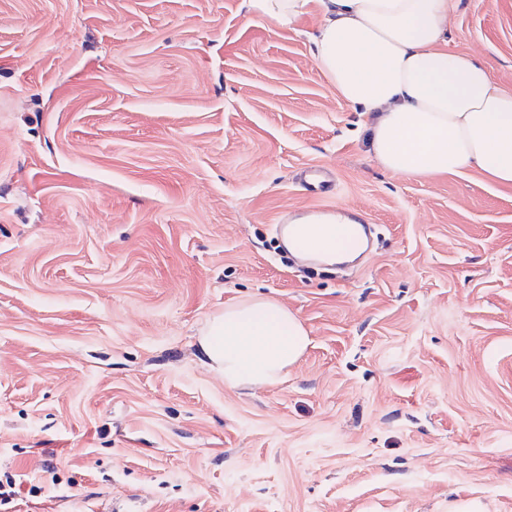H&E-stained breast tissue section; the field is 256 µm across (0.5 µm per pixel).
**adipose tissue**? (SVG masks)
Masks as SVG:
<instances>
[{
    "mask_svg": "<svg viewBox=\"0 0 512 512\" xmlns=\"http://www.w3.org/2000/svg\"><path fill=\"white\" fill-rule=\"evenodd\" d=\"M247 17L281 28L312 6L320 20L313 57L345 101L366 118L370 151L387 170L432 178L479 169L512 185V90L475 57L448 49L458 0H244ZM354 229L342 213L292 222L294 256L333 265L352 258ZM201 361L234 389L281 384L310 344L285 305L255 295L225 303L199 340Z\"/></svg>",
    "mask_w": 512,
    "mask_h": 512,
    "instance_id": "adipose-tissue-1",
    "label": "adipose tissue"
}]
</instances>
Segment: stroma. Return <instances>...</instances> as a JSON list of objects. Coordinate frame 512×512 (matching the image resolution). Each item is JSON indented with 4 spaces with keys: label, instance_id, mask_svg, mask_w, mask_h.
Here are the masks:
<instances>
[{
    "label": "stroma",
    "instance_id": "35a3bbf8",
    "mask_svg": "<svg viewBox=\"0 0 512 512\" xmlns=\"http://www.w3.org/2000/svg\"><path fill=\"white\" fill-rule=\"evenodd\" d=\"M318 20L0 0V512H512V186L386 170ZM448 48L511 88L512 0ZM339 207L380 232L355 265L274 232ZM256 294L311 343L233 389L198 338Z\"/></svg>",
    "mask_w": 512,
    "mask_h": 512
}]
</instances>
